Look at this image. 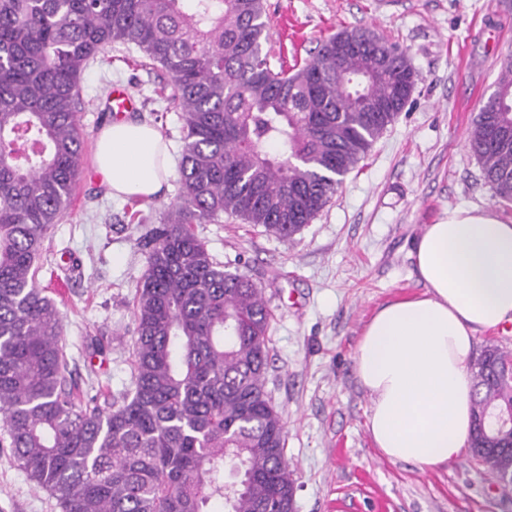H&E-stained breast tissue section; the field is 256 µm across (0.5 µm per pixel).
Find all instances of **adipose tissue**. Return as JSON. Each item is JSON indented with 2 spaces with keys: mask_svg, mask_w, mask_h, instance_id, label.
Instances as JSON below:
<instances>
[{
  "mask_svg": "<svg viewBox=\"0 0 512 512\" xmlns=\"http://www.w3.org/2000/svg\"><path fill=\"white\" fill-rule=\"evenodd\" d=\"M95 168L115 198L156 199L170 190L168 146L144 121L103 126ZM412 255L424 292L381 307L354 361L371 400L375 447L389 460L428 467L468 445L477 333L512 322V223L490 209L454 208L424 225Z\"/></svg>",
  "mask_w": 512,
  "mask_h": 512,
  "instance_id": "ef3b65f1",
  "label": "adipose tissue"
}]
</instances>
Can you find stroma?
Instances as JSON below:
<instances>
[{"label":"stroma","mask_w":512,"mask_h":512,"mask_svg":"<svg viewBox=\"0 0 512 512\" xmlns=\"http://www.w3.org/2000/svg\"><path fill=\"white\" fill-rule=\"evenodd\" d=\"M266 8L268 44L287 63L362 27L405 49L416 74L396 120L292 239L231 218L195 227L217 262L261 288L274 314L266 389L286 424L296 512H512V494L471 454L435 467L386 459L367 430L370 398L354 372L373 314L425 290L411 256L424 225L457 206L512 219V203L492 198L468 146L472 120L512 58V0H266ZM143 59L136 44L118 41L83 73L84 177L44 244L39 280L59 286L65 351L83 390L94 380L116 393L131 387L132 300L146 258L137 245L144 224L130 214L156 224L178 200L182 121L155 99L169 75ZM116 82L139 99L137 119L167 142L166 198L112 199L93 172L95 137L108 120L99 107ZM0 512H59L1 447Z\"/></svg>","instance_id":"1"}]
</instances>
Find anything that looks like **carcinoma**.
I'll list each match as a JSON object with an SVG mask.
<instances>
[{"mask_svg": "<svg viewBox=\"0 0 512 512\" xmlns=\"http://www.w3.org/2000/svg\"><path fill=\"white\" fill-rule=\"evenodd\" d=\"M263 0H0V446L60 512H291L286 431L266 391L274 315L249 277L192 231L224 215L291 239L409 100L406 51L356 28L300 67H271ZM115 41L170 76L180 112L179 203L138 245L131 392L80 390L65 359L43 244L81 167V77ZM469 147L512 202V59ZM469 448L512 474V351L474 363ZM235 480L224 481V468Z\"/></svg>", "mask_w": 512, "mask_h": 512, "instance_id": "cac0c4a2", "label": "carcinoma"}]
</instances>
